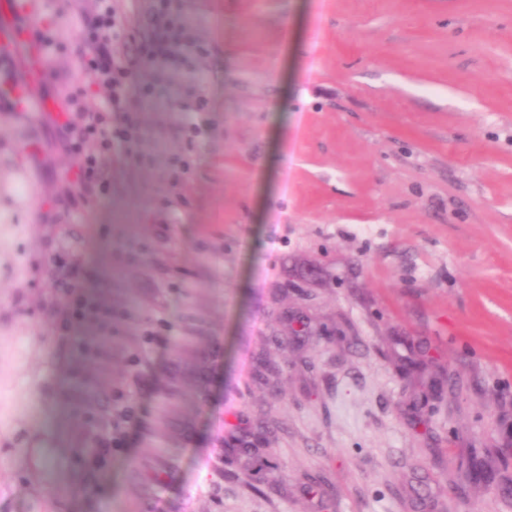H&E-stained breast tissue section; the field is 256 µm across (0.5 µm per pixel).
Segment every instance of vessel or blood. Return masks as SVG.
Returning a JSON list of instances; mask_svg holds the SVG:
<instances>
[{
	"label": "vessel or blood",
	"instance_id": "vessel-or-blood-1",
	"mask_svg": "<svg viewBox=\"0 0 512 512\" xmlns=\"http://www.w3.org/2000/svg\"><path fill=\"white\" fill-rule=\"evenodd\" d=\"M39 5L40 0H0V45L26 49L29 59L23 81L0 83V96L11 99L21 108L27 106L33 88L44 79L46 58L42 48L32 46V33L13 24L12 18L18 13L35 12Z\"/></svg>",
	"mask_w": 512,
	"mask_h": 512
}]
</instances>
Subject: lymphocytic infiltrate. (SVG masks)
<instances>
[{
	"label": "lymphocytic infiltrate",
	"mask_w": 512,
	"mask_h": 512,
	"mask_svg": "<svg viewBox=\"0 0 512 512\" xmlns=\"http://www.w3.org/2000/svg\"><path fill=\"white\" fill-rule=\"evenodd\" d=\"M142 25L146 36H137L134 26L119 0H95L94 16L88 32L82 33L78 60L82 71L106 97L103 105L92 107L78 97L68 99V112L59 122L57 133L66 150L75 159L78 174L67 200L92 207L110 183L104 171L112 160L115 146L133 149L139 141L134 116L123 106L129 93L148 99L150 86L131 87L129 78L142 60L168 59L193 52L195 46L185 35L180 14L171 8V0H150ZM67 300L58 312L61 324L82 321L102 314L103 308L89 302L80 292L78 268H71L62 281Z\"/></svg>",
	"instance_id": "obj_1"
}]
</instances>
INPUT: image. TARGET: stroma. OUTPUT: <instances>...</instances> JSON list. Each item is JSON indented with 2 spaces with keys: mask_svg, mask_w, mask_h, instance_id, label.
Here are the masks:
<instances>
[{
  "mask_svg": "<svg viewBox=\"0 0 512 512\" xmlns=\"http://www.w3.org/2000/svg\"><path fill=\"white\" fill-rule=\"evenodd\" d=\"M91 3L19 16L37 98L99 97ZM173 7L202 52L135 71L92 209L56 118L0 111V512H512V0ZM73 262L111 327L56 332Z\"/></svg>",
  "mask_w": 512,
  "mask_h": 512,
  "instance_id": "35a3bbf8",
  "label": "stroma"
}]
</instances>
